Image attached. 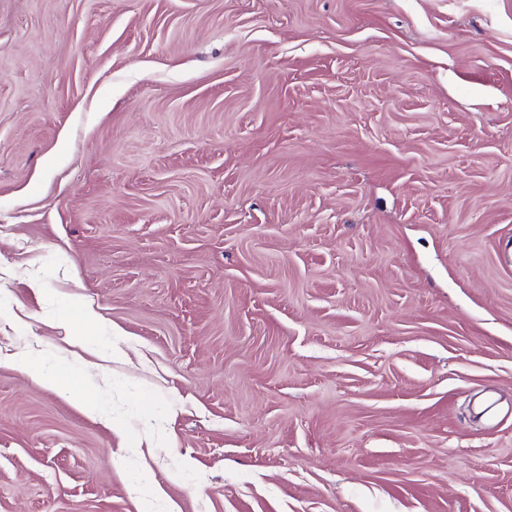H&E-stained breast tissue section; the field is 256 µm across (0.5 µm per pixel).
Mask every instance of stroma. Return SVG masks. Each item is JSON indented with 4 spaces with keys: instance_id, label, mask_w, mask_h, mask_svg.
<instances>
[{
    "instance_id": "35a3bbf8",
    "label": "stroma",
    "mask_w": 512,
    "mask_h": 512,
    "mask_svg": "<svg viewBox=\"0 0 512 512\" xmlns=\"http://www.w3.org/2000/svg\"><path fill=\"white\" fill-rule=\"evenodd\" d=\"M0 512H512V0H0ZM14 362L21 370L28 373L34 380L43 385L51 387H62L68 384V378L63 373H50L38 369L36 366L31 364L24 355H16Z\"/></svg>"
}]
</instances>
